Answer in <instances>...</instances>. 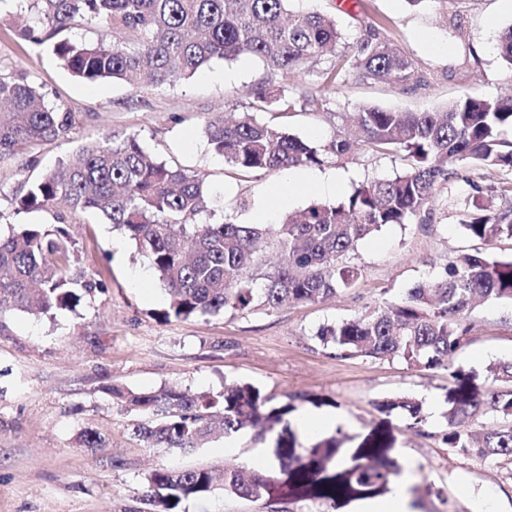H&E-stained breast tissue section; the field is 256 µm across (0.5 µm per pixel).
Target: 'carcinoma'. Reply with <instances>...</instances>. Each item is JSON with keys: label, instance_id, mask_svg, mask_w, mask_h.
<instances>
[{"label": "carcinoma", "instance_id": "obj_1", "mask_svg": "<svg viewBox=\"0 0 512 512\" xmlns=\"http://www.w3.org/2000/svg\"><path fill=\"white\" fill-rule=\"evenodd\" d=\"M289 0H33L34 23L16 30L19 39L49 44L63 66L88 81L144 76L162 86L191 77L214 59L250 57L273 72L292 73L314 62L331 80L354 76L391 80L407 87L418 82L411 58L369 26L355 41L332 15L292 13ZM88 19L99 28L93 43L68 37L73 22ZM512 70V26L497 46ZM256 112H271L281 91L262 87ZM75 123L70 109L45 99L23 74L0 76V157L36 142L68 136ZM357 137L338 133L317 144L284 128L260 122L255 112L236 121L217 116L205 125L208 145L236 172L283 171L338 164L362 151L402 152L405 172L354 188L342 202H313L274 225L203 222L211 213L204 177L153 158L137 137L109 135L83 146L60 171L44 173L17 198L21 211L47 210L62 202L74 211H91L134 241L168 291L160 317L189 319L244 311L257 306L278 310L316 302L351 288L357 267L347 261L360 240L387 224L431 222L438 187L456 175L454 166L475 163L512 174V91L498 96L464 95L435 111L400 112L377 106L359 109ZM453 200L466 233L493 243L512 239V179ZM65 231L20 224L0 234V313L9 309L48 315L73 308L98 283L67 274L71 262ZM279 262L261 275L268 250ZM512 301V258L463 253L442 275L393 302L320 330L323 345L338 358L399 360L419 371L445 369L468 342V314L478 302ZM496 388L486 397L459 394L450 400L443 441L458 454L485 462L512 460V361L490 367ZM126 411L155 415L133 434L153 448H203L216 433L231 436L249 426L288 414V405L249 383L224 385L221 393L191 392L172 386L140 392L107 386ZM386 411L401 409L409 426L424 421L418 402L385 400ZM496 422L473 430L479 418ZM335 449L312 453L300 465L297 484L315 499L340 493L368 495L391 482L397 472L366 462L336 477L327 474ZM150 512H180L182 502L217 489L251 501L270 499L280 485L260 468H160L146 476Z\"/></svg>", "mask_w": 512, "mask_h": 512}]
</instances>
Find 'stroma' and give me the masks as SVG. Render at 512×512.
I'll return each mask as SVG.
<instances>
[{
	"label": "stroma",
	"mask_w": 512,
	"mask_h": 512,
	"mask_svg": "<svg viewBox=\"0 0 512 512\" xmlns=\"http://www.w3.org/2000/svg\"><path fill=\"white\" fill-rule=\"evenodd\" d=\"M291 0L295 12L334 15L350 37L361 25H380L387 37L416 64L420 87L405 89L383 81L346 78L326 81L323 68L306 65L282 75L243 57L213 60L189 78L153 87L144 83L105 81L90 84L73 76L50 49L19 40L17 25L31 18L28 0H0V75L26 73L46 100L70 108L76 123L61 140L35 145L0 158V232L18 224L55 225L52 212L18 210L17 196L27 179L61 168L81 146L107 134L137 136L152 156L204 174L221 203L210 221L225 216L250 222L255 212L277 223L285 213L317 201L306 193L290 202L273 194L282 173H255L240 180L213 153L204 133L206 122L224 113L250 111L263 85L282 88V101L262 120L319 143L350 128L354 112L364 106L400 111H432L469 94L495 96L512 86V70L495 45L512 26V10L501 0ZM432 32L440 53L419 41ZM236 80L225 84L224 72ZM323 96L320 111L302 103L305 95ZM402 154L365 152L337 166L342 182L338 198L355 186L404 171ZM458 178L439 189L435 219L429 224H393L361 240L350 256L359 269L354 287L315 303L275 311L255 308L214 317L163 321L159 310L169 297L157 275L144 282L136 275L150 267L135 244L112 225L88 213L67 215L64 228L73 254L72 273L102 281L101 290L82 297L71 310L34 316L0 313V512H148L143 500L145 477L156 468L220 467L242 463L255 454L287 453L286 481L309 456L313 445L335 444L338 456L361 463L365 449L379 447L382 463L415 464V512H473L483 492H493L498 512H512V463L488 465L463 456L442 442L444 417L455 388L471 395L493 386L491 364L512 359V303L490 301L469 315L468 343L455 356L461 380L446 371H418L397 360L339 358L316 336L324 325L353 318L404 298L419 283L438 276L463 253L480 251L512 257V240L485 243L469 237L447 201L466 196L471 183L504 181L497 170L462 165ZM249 383L271 396L289 413L272 429L249 428L225 440L217 436L203 448L179 452L150 448L134 436L135 412L118 407L105 393L115 384L134 391L178 386L193 392H222L225 385ZM409 396L423 405L421 429L407 426L399 412L379 410V402ZM340 410L349 422L305 438L295 427L299 412ZM105 438L101 448L80 445L86 430ZM233 453H225L226 445ZM354 500L280 495L250 501L215 491L183 503V512H352Z\"/></svg>",
	"instance_id": "35a3bbf8"
}]
</instances>
